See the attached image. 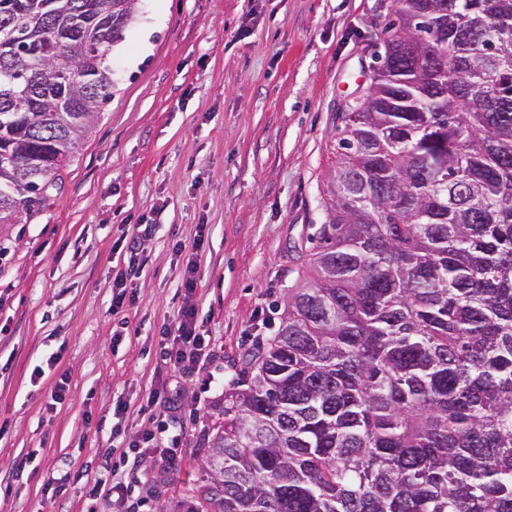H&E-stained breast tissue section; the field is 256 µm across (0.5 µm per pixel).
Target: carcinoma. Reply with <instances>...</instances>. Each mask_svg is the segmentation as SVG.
<instances>
[{
    "label": "carcinoma",
    "instance_id": "cac0c4a2",
    "mask_svg": "<svg viewBox=\"0 0 512 512\" xmlns=\"http://www.w3.org/2000/svg\"><path fill=\"white\" fill-rule=\"evenodd\" d=\"M136 4L0 0V224L62 181ZM372 70L191 512H512V0H391Z\"/></svg>",
    "mask_w": 512,
    "mask_h": 512
}]
</instances>
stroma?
<instances>
[{
	"mask_svg": "<svg viewBox=\"0 0 512 512\" xmlns=\"http://www.w3.org/2000/svg\"><path fill=\"white\" fill-rule=\"evenodd\" d=\"M378 6L138 0L112 52V98L61 189L31 223L0 224V512H113L87 498L83 472L165 419L146 404L153 385L183 400L168 421L177 461L118 476L151 512H187L223 384L255 336L275 335L320 221L337 115L370 86ZM142 221L152 235L131 263L123 239ZM200 224L211 357L188 377L163 363L158 337L179 305L175 247L191 246ZM127 266L136 303L115 313L113 273ZM63 374L68 396L48 405Z\"/></svg>",
	"mask_w": 512,
	"mask_h": 512,
	"instance_id": "1",
	"label": "stroma"
}]
</instances>
